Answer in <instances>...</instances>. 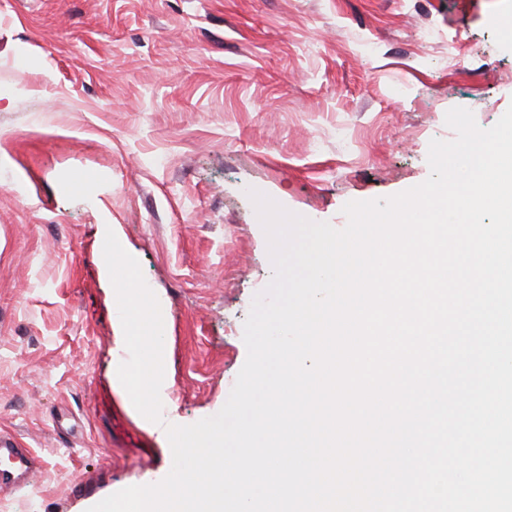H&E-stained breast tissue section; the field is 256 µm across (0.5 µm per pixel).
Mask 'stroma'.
<instances>
[{"mask_svg":"<svg viewBox=\"0 0 512 512\" xmlns=\"http://www.w3.org/2000/svg\"><path fill=\"white\" fill-rule=\"evenodd\" d=\"M512 0H0V512H87L171 470L113 380L106 230L164 323L175 422L217 414L273 276L248 195L344 227L424 182L431 140L512 106ZM93 179L81 186L77 174ZM7 460L11 466L4 468ZM0 488L11 489L19 487V475L32 476L40 465V457L32 448H19L16 440L5 434H0Z\"/></svg>","mask_w":512,"mask_h":512,"instance_id":"1","label":"stroma"}]
</instances>
